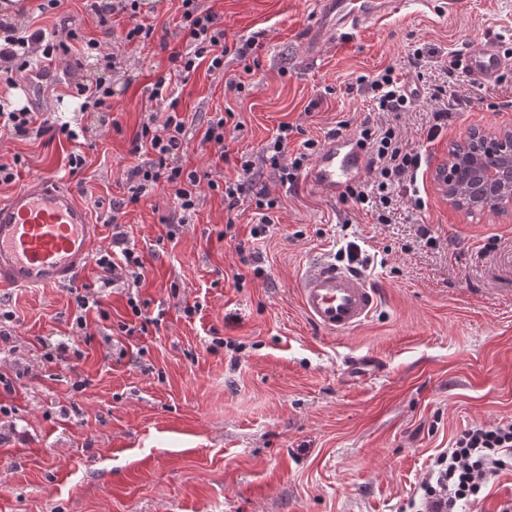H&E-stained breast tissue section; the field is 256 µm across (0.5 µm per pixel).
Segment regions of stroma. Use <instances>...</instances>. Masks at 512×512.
<instances>
[{
	"instance_id": "obj_1",
	"label": "stroma",
	"mask_w": 512,
	"mask_h": 512,
	"mask_svg": "<svg viewBox=\"0 0 512 512\" xmlns=\"http://www.w3.org/2000/svg\"><path fill=\"white\" fill-rule=\"evenodd\" d=\"M20 2L18 10L0 4V19L59 41L71 30L96 38L119 65L92 59L82 70L111 81L109 124L71 88L51 87L44 100L56 128L0 137V162L18 164L0 201L42 177L73 190L101 226L98 248L111 246L117 225L140 251L139 295L162 320L144 335L120 333L133 315L128 285L117 281L102 313L89 315L81 357L64 368L42 362L41 343L66 340L76 314L70 290L99 286L101 268L89 263L67 287L0 288V303L15 313L10 339L0 340V376L10 383L0 405L11 410L0 415V512H410L431 458L461 430L512 419V208L452 207L435 181L470 131L512 129V68L477 86L456 64L484 40L512 58V0H459L454 12L417 0L402 16L314 51L305 37L315 0H200L221 18L228 44L258 40V64L244 74L245 59L231 53L223 70L202 67L171 82L169 99L193 133L188 167L236 177L235 158H259L283 122L297 128L288 163L303 141L325 143L342 121L352 135L366 122H396L422 155L424 206L398 188L388 224L348 196L332 199L300 180L287 187L264 170L260 182L278 206L258 240L249 234L259 220L254 203L230 210L214 191L188 218L159 188L110 212L128 192L150 88L186 47L177 0H141L155 26L143 46L124 42L125 17L100 26L93 0H65L43 16L38 0ZM417 48L425 55L416 62ZM390 66L417 94L396 120L376 109L368 88ZM437 85L455 108L431 140V114L447 102L432 98ZM229 111L243 128L225 125V163L202 138L210 119ZM62 123L83 142L67 140ZM76 150L85 166L73 176L67 157ZM171 224L179 232L170 240ZM422 224L435 246L417 242ZM351 242L381 303L364 326L333 335L304 315L299 277L313 263L338 261ZM253 252L263 277L242 261ZM184 300L199 301L201 312L185 316ZM216 338L241 347L212 348Z\"/></svg>"
}]
</instances>
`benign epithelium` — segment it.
I'll return each mask as SVG.
<instances>
[{
    "mask_svg": "<svg viewBox=\"0 0 512 512\" xmlns=\"http://www.w3.org/2000/svg\"><path fill=\"white\" fill-rule=\"evenodd\" d=\"M451 159L455 160L453 169L467 165L477 171L485 172L493 167L498 171L494 184H475L467 189L472 200L489 206L492 201L486 199L488 193L507 199L512 196V131L505 130L495 136L478 132L469 136L460 150ZM436 181L443 196L453 201L457 190L461 188L448 174V164L444 163L436 170Z\"/></svg>",
    "mask_w": 512,
    "mask_h": 512,
    "instance_id": "obj_1",
    "label": "benign epithelium"
}]
</instances>
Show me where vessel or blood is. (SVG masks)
<instances>
[{"mask_svg": "<svg viewBox=\"0 0 512 512\" xmlns=\"http://www.w3.org/2000/svg\"><path fill=\"white\" fill-rule=\"evenodd\" d=\"M316 21L307 38L336 42L371 29L388 12L407 8V0H316ZM462 65L479 83L495 80L512 60L492 41L468 49ZM364 153L351 135L330 136L304 175L307 184L333 197L357 182ZM101 235L90 211L73 192L52 180H32L0 202V286H62L89 263ZM301 307L319 328L351 332L364 325L378 307L375 288L363 277L333 262H320L299 280Z\"/></svg>", "mask_w": 512, "mask_h": 512, "instance_id": "obj_1", "label": "vessel or blood"}]
</instances>
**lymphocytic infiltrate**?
I'll return each instance as SVG.
<instances>
[{
  "label": "lymphocytic infiltrate",
  "instance_id": "f902f5d3",
  "mask_svg": "<svg viewBox=\"0 0 512 512\" xmlns=\"http://www.w3.org/2000/svg\"><path fill=\"white\" fill-rule=\"evenodd\" d=\"M181 9L188 47L186 51L171 53L169 57L178 75L190 76L202 66L211 72L219 71L223 69L224 58L229 52H236L243 58L254 50L255 44L250 40L229 48L218 15L201 9L199 0H181ZM95 12L103 26L111 25L113 15H128L131 24L124 36L125 42L146 43L154 32L153 25L139 18V0H105ZM34 43L40 44L42 56L48 61L53 60L60 49L59 44L47 40L43 31L37 30L25 37L17 35L11 25L0 23L1 62L17 63L22 72L29 70L27 56L30 45ZM369 88L378 111L396 116L409 111L413 105L411 97L402 90L394 68L379 72L371 80ZM291 130L290 124H280L275 137L263 147L260 159L277 170L284 184L293 183L295 171L300 167L296 161L288 166L281 163ZM188 141L186 123L177 112H170L162 122L156 115H148L131 149L141 161L128 169V195L113 203V212L138 204L150 188L169 189L180 212L186 216L199 209L203 189L222 191L224 202L231 209L250 192L254 195L256 209L263 212L259 223L252 226L250 235L254 238L265 236L272 224L270 211L277 202L270 199L266 190L255 187L256 164L260 161L242 160L236 178L221 183L211 172L184 167L182 157ZM358 144L371 153L373 185L368 191L348 188L347 194L356 202L370 204L378 223H390L396 204L394 188L417 174L422 158L403 142L391 124L364 127L359 132ZM97 264L104 273L102 284L106 287L124 277L138 282L144 276L142 257L132 247L122 248L117 255L101 250ZM505 470L512 471V420L466 427L448 449L434 458L429 476L420 486L422 512H457L458 508L479 504L489 483Z\"/></svg>",
  "mask_w": 512,
  "mask_h": 512
}]
</instances>
